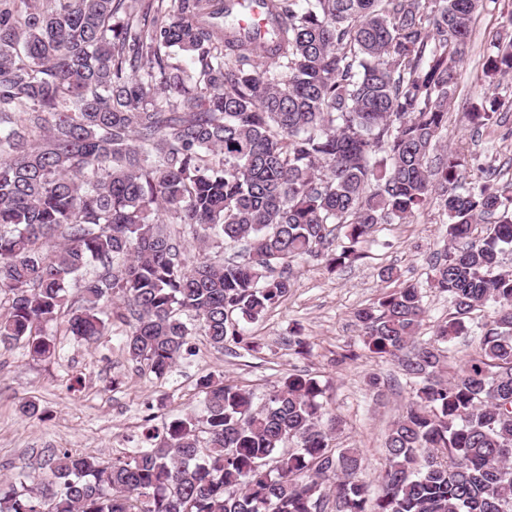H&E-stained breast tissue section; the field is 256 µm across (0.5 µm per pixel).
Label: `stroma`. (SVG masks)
Masks as SVG:
<instances>
[{
  "mask_svg": "<svg viewBox=\"0 0 512 512\" xmlns=\"http://www.w3.org/2000/svg\"><path fill=\"white\" fill-rule=\"evenodd\" d=\"M472 37L456 68L442 147L486 157L500 180H512V110L500 125L474 129L467 118L481 90L483 56L495 35H512V0H485L473 16ZM446 243L445 218L428 208L406 223L382 224L359 244L362 257L341 270L323 261L293 264L287 299L247 331L261 345L250 355L234 343L223 351L205 336L191 338L192 353L166 378L141 375L129 360L124 338L110 330L87 344L65 336L58 324L47 330L59 348L56 358L37 360L22 345L0 346V479L17 477L22 466L43 462L48 451L87 453L108 460L149 447L148 429L192 414L202 416L197 384L214 375L264 394L292 372L316 376L340 422L335 444L359 449L361 480L372 482L385 464L384 437L409 397L397 362L362 351L357 309L373 304L392 284L382 278L394 268L402 278L425 281L430 262ZM303 339L310 352L294 351ZM35 403L37 417L19 409Z\"/></svg>",
  "mask_w": 512,
  "mask_h": 512,
  "instance_id": "obj_1",
  "label": "stroma"
}]
</instances>
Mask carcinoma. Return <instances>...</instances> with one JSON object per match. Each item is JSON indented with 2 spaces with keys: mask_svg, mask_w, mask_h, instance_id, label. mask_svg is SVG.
Here are the masks:
<instances>
[{
  "mask_svg": "<svg viewBox=\"0 0 512 512\" xmlns=\"http://www.w3.org/2000/svg\"><path fill=\"white\" fill-rule=\"evenodd\" d=\"M122 2L0 0V345L49 359V323L89 343L118 322L157 378L198 331L255 352L246 325L288 296L292 261L353 263L377 225L428 205L448 237L429 281L453 312L420 339L407 279L354 313L409 387L376 494L359 450L332 445L316 377L290 373L257 401L209 376L203 418L110 462L52 454L0 481V512H512V181H469L468 160L438 152L483 0H261V42L227 0L140 18ZM511 73L498 41L483 75ZM503 106L484 96L468 115L483 127ZM174 224L244 254L189 264ZM481 308L477 345L448 365Z\"/></svg>",
  "mask_w": 512,
  "mask_h": 512,
  "instance_id": "obj_1",
  "label": "carcinoma"
}]
</instances>
